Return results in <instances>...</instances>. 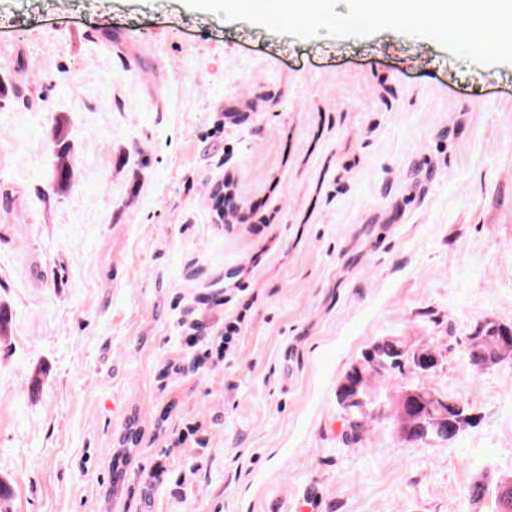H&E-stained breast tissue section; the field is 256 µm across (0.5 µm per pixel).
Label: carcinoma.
Here are the masks:
<instances>
[{
	"mask_svg": "<svg viewBox=\"0 0 512 512\" xmlns=\"http://www.w3.org/2000/svg\"><path fill=\"white\" fill-rule=\"evenodd\" d=\"M470 352L476 358L493 363L512 353L511 345H502L495 339V332L488 329L479 330L470 337ZM381 365L376 371L379 377L390 378L394 375H404L403 368L410 364L409 353L404 351V345L395 339H382L375 342L368 351L362 355V360L351 368L346 377V384L340 385L337 396L345 399L362 395L366 385V375L373 369V364ZM448 397L441 395L436 399L431 398V392L423 387H415V391L405 394L398 399L396 410L398 426L401 436L406 441H413L426 432L434 433L441 429L444 433L442 439H447L448 420L463 415L465 427L475 425L476 418L468 416L470 409L466 408L461 413L454 412L448 404ZM345 421L350 431V438L356 439L365 417L363 412L357 409L356 404L348 405L345 411Z\"/></svg>",
	"mask_w": 512,
	"mask_h": 512,
	"instance_id": "carcinoma-1",
	"label": "carcinoma"
}]
</instances>
